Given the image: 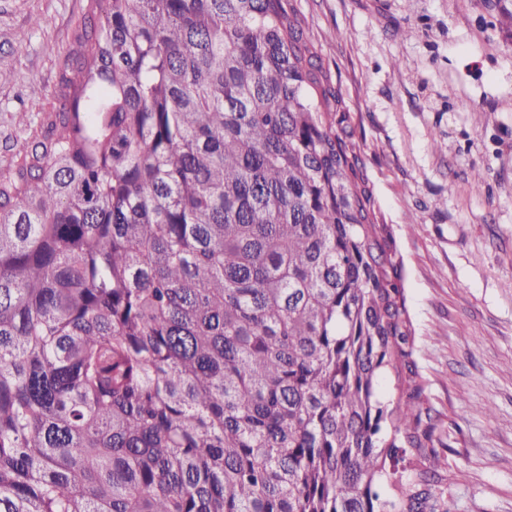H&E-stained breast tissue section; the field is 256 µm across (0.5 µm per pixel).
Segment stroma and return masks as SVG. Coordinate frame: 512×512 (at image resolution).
Returning a JSON list of instances; mask_svg holds the SVG:
<instances>
[{"instance_id": "35a3bbf8", "label": "stroma", "mask_w": 512, "mask_h": 512, "mask_svg": "<svg viewBox=\"0 0 512 512\" xmlns=\"http://www.w3.org/2000/svg\"><path fill=\"white\" fill-rule=\"evenodd\" d=\"M293 3L403 256L418 365L448 430L452 512H512V0ZM86 5L0 0V171L24 122L58 105Z\"/></svg>"}]
</instances>
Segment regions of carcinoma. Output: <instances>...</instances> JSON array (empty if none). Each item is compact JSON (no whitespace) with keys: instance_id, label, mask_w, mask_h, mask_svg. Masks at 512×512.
Returning a JSON list of instances; mask_svg holds the SVG:
<instances>
[{"instance_id":"cac0c4a2","label":"carcinoma","mask_w":512,"mask_h":512,"mask_svg":"<svg viewBox=\"0 0 512 512\" xmlns=\"http://www.w3.org/2000/svg\"><path fill=\"white\" fill-rule=\"evenodd\" d=\"M59 92L0 172V512H451L292 0H89Z\"/></svg>"}]
</instances>
